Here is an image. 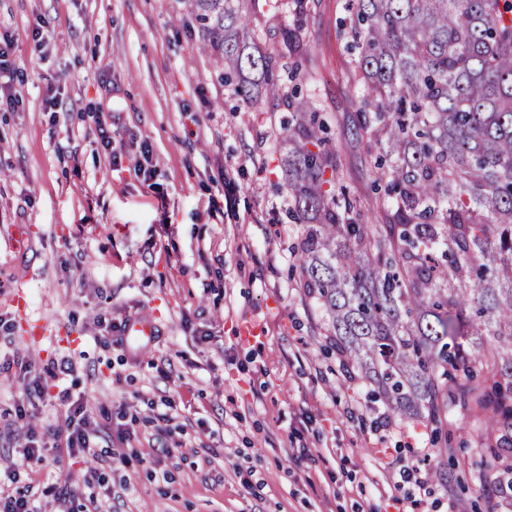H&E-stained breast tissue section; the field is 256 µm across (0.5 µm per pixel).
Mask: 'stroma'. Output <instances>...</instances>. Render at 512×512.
<instances>
[{
  "label": "stroma",
  "mask_w": 512,
  "mask_h": 512,
  "mask_svg": "<svg viewBox=\"0 0 512 512\" xmlns=\"http://www.w3.org/2000/svg\"><path fill=\"white\" fill-rule=\"evenodd\" d=\"M344 4L319 0L308 20L306 89L346 191L374 224L375 156L346 135L357 86L337 37ZM185 15L181 0H0L21 99L0 108V469L38 488L41 512H81L92 472L109 512H512L490 500L496 433L478 413L376 429L386 407L303 288L282 115L235 111ZM98 110L124 145L121 168L97 145ZM141 142L164 198L132 171ZM140 313L157 334L134 353L120 328ZM33 379L46 402L18 418ZM64 388L97 424L95 453L45 435ZM165 408L161 440L152 419ZM30 428L43 436L36 460L22 448ZM398 457L418 469L401 504Z\"/></svg>",
  "instance_id": "35a3bbf8"
}]
</instances>
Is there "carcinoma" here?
<instances>
[{"label": "carcinoma", "mask_w": 512, "mask_h": 512, "mask_svg": "<svg viewBox=\"0 0 512 512\" xmlns=\"http://www.w3.org/2000/svg\"><path fill=\"white\" fill-rule=\"evenodd\" d=\"M185 5L240 105L289 113L288 218L303 225L304 286L336 350L395 415H489L512 474V0H346L338 36L359 87L348 133L376 152L374 183L391 196L379 224L340 187L313 98L277 74H307L317 0H292L273 51L257 32L279 0Z\"/></svg>", "instance_id": "carcinoma-1"}]
</instances>
